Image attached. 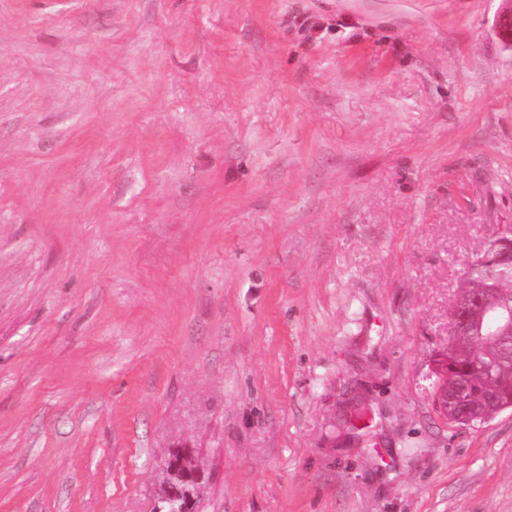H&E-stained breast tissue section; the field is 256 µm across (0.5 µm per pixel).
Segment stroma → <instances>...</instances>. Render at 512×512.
I'll return each mask as SVG.
<instances>
[{"mask_svg": "<svg viewBox=\"0 0 512 512\" xmlns=\"http://www.w3.org/2000/svg\"><path fill=\"white\" fill-rule=\"evenodd\" d=\"M500 6L0 0V512H155L181 452L196 512H512V410L434 404Z\"/></svg>", "mask_w": 512, "mask_h": 512, "instance_id": "1", "label": "stroma"}]
</instances>
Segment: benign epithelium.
Masks as SVG:
<instances>
[{
	"label": "benign epithelium",
	"mask_w": 512,
	"mask_h": 512,
	"mask_svg": "<svg viewBox=\"0 0 512 512\" xmlns=\"http://www.w3.org/2000/svg\"><path fill=\"white\" fill-rule=\"evenodd\" d=\"M495 28L505 43L512 44V0H502ZM478 259L492 276L512 272V229L498 232L483 247ZM448 329L458 336H511L512 294L456 292L448 311Z\"/></svg>",
	"instance_id": "benign-epithelium-1"
}]
</instances>
